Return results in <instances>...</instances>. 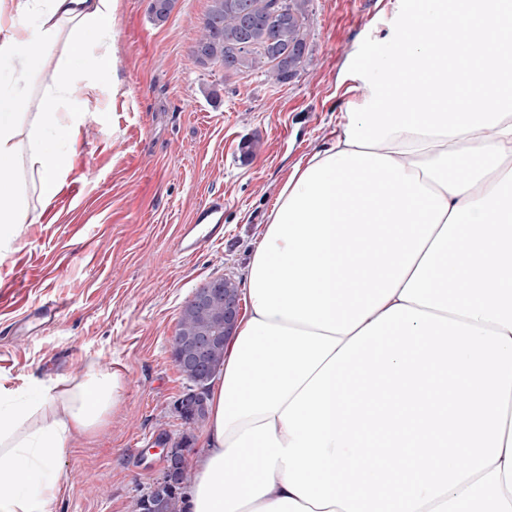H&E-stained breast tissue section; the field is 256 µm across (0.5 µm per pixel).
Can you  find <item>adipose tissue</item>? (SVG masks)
I'll return each instance as SVG.
<instances>
[{"label":"adipose tissue","instance_id":"1","mask_svg":"<svg viewBox=\"0 0 512 512\" xmlns=\"http://www.w3.org/2000/svg\"><path fill=\"white\" fill-rule=\"evenodd\" d=\"M120 9L0 0V251L68 171L80 87L119 88ZM450 25L479 63L434 50ZM381 43L262 227L188 512H512V0H396ZM125 384H0V512H52Z\"/></svg>","mask_w":512,"mask_h":512}]
</instances>
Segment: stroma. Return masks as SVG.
I'll return each instance as SVG.
<instances>
[{
  "mask_svg": "<svg viewBox=\"0 0 512 512\" xmlns=\"http://www.w3.org/2000/svg\"><path fill=\"white\" fill-rule=\"evenodd\" d=\"M152 0H121L116 95L87 98L89 117L67 145L58 194L21 225L0 253V382L20 387L120 364L119 409L97 434L80 436L61 464L68 479L53 512H131L164 470L158 447L191 436L176 403L186 382L171 339L197 288L243 282L283 183L326 147L346 111L364 55L376 51L392 0H311L307 50L294 75H228L198 66L192 50L207 0H175L165 21ZM257 143L243 157V140ZM224 196V238L185 257L181 225L212 194ZM62 307L33 336L17 331L20 306Z\"/></svg>",
  "mask_w": 512,
  "mask_h": 512,
  "instance_id": "35a3bbf8",
  "label": "stroma"
}]
</instances>
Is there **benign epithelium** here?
<instances>
[{
  "mask_svg": "<svg viewBox=\"0 0 512 512\" xmlns=\"http://www.w3.org/2000/svg\"><path fill=\"white\" fill-rule=\"evenodd\" d=\"M186 311L210 310L217 318V328L200 332L195 336L175 334L172 337V354L179 355V362L196 372L205 375L210 372L211 347L221 339V335L233 333L238 316L240 302L224 295L222 281L211 279L196 289L184 306ZM182 417L191 424H200L206 419L205 391L188 393L184 401L178 404ZM165 474L177 478L181 470L187 467L188 450L178 446L164 448Z\"/></svg>",
  "mask_w": 512,
  "mask_h": 512,
  "instance_id": "obj_1",
  "label": "benign epithelium"
}]
</instances>
